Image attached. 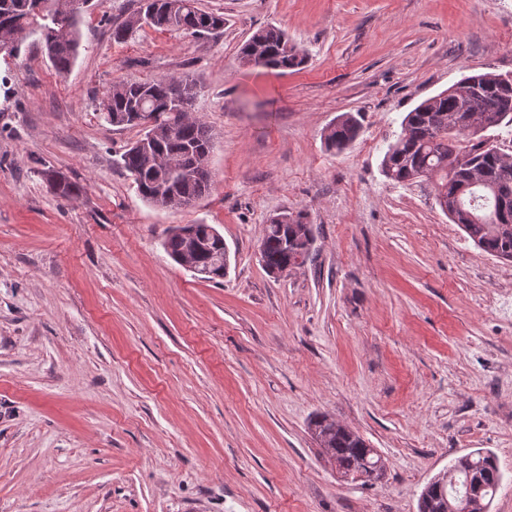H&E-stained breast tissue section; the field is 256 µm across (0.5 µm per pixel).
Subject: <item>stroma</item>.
<instances>
[{
    "mask_svg": "<svg viewBox=\"0 0 512 512\" xmlns=\"http://www.w3.org/2000/svg\"><path fill=\"white\" fill-rule=\"evenodd\" d=\"M198 5L223 30L117 42L141 0H92L68 73L35 43L0 55V512H418L481 449L501 473L489 512H512V263L467 239L432 180L382 170L419 102L512 74V0ZM269 24L306 65L240 63ZM170 75L197 82L213 183L159 209L115 163L139 130L101 103ZM344 113L361 130L334 153ZM50 170L81 194L58 197ZM300 210L309 259L267 272L268 219ZM185 224L223 235V279L168 257ZM317 415L376 448L381 477H342ZM360 124L352 114H342L331 124L324 135V144L329 151L342 152L359 135Z\"/></svg>",
    "mask_w": 512,
    "mask_h": 512,
    "instance_id": "1",
    "label": "stroma"
}]
</instances>
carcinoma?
Segmentation results:
<instances>
[{
  "mask_svg": "<svg viewBox=\"0 0 512 512\" xmlns=\"http://www.w3.org/2000/svg\"><path fill=\"white\" fill-rule=\"evenodd\" d=\"M73 0H0V43L12 41L11 56L21 53L26 42L37 37L49 61L66 73L77 59L81 43L83 10L71 7ZM148 26L205 37L224 29V15L205 11L197 0H143L140 11L112 29V39L123 42ZM245 65L286 71L306 62V56L291 43L287 33L268 25L254 32L238 50ZM458 93L433 95L408 112L401 132L390 143L382 159L384 175L398 183H413L421 177L436 179V197H445L458 214L475 216L459 227L478 248L512 262V223L498 224L478 218L490 205V193L497 189L512 194V160L491 153L485 147L489 129L512 126V87L503 85L502 75L493 72L471 74L456 82ZM197 83L188 76H164L128 83L114 82L102 101V117L114 127H140L143 134L127 146L118 164L134 179L140 196L154 207H187L209 192L212 176L208 160L213 146L202 142L204 124L177 114L173 97H183L184 112L191 111ZM360 124L352 114H342L324 135L330 151L341 152L359 135ZM456 153L469 159L474 185L461 190L457 174L448 170V156ZM54 192L70 200L81 187L65 177H50ZM208 224H187L173 228L164 242L174 261L184 256L188 236L193 232L200 251L197 255L201 277L214 280L224 276V237L213 236ZM313 241L306 215L278 214L269 220L260 245L268 270L285 271L306 262ZM322 437L325 455L337 471L354 479L378 469L381 456L351 431L336 428L335 421L320 415L312 421ZM501 476L495 458L479 450L467 454L461 469L445 486L430 490L418 512H445L453 494L465 489L491 501Z\"/></svg>",
  "mask_w": 512,
  "mask_h": 512,
  "instance_id": "cac0c4a2",
  "label": "carcinoma"
}]
</instances>
